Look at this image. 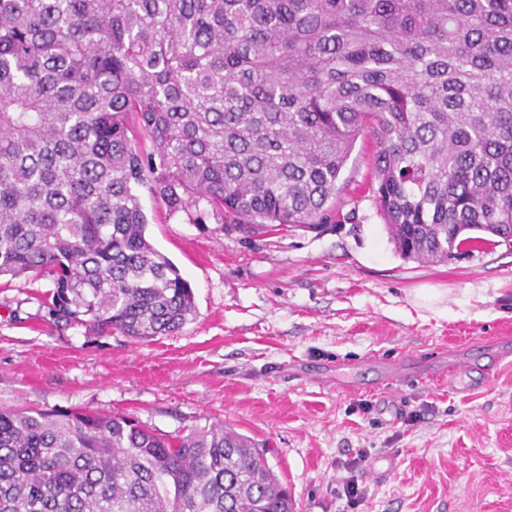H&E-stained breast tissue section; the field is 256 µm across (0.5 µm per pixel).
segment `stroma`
Here are the masks:
<instances>
[{
  "instance_id": "stroma-1",
  "label": "stroma",
  "mask_w": 512,
  "mask_h": 512,
  "mask_svg": "<svg viewBox=\"0 0 512 512\" xmlns=\"http://www.w3.org/2000/svg\"><path fill=\"white\" fill-rule=\"evenodd\" d=\"M373 153L357 140L343 219L316 230L252 234L139 187L148 239L195 295L171 335L57 327L48 275L1 277L0 407L124 413L168 435L234 428L296 512H512V244L403 259L375 207ZM424 286L442 291L436 309L417 301ZM452 366L472 390L437 382ZM388 368L405 374L390 390ZM380 456L395 469L377 479Z\"/></svg>"
}]
</instances>
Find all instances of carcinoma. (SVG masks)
<instances>
[{
	"mask_svg": "<svg viewBox=\"0 0 512 512\" xmlns=\"http://www.w3.org/2000/svg\"><path fill=\"white\" fill-rule=\"evenodd\" d=\"M365 135L401 256L512 239V0H0V276L49 275L57 326L171 334L194 293L137 188L249 233L313 228ZM0 512L295 502L230 427L1 407Z\"/></svg>",
	"mask_w": 512,
	"mask_h": 512,
	"instance_id": "carcinoma-1",
	"label": "carcinoma"
}]
</instances>
